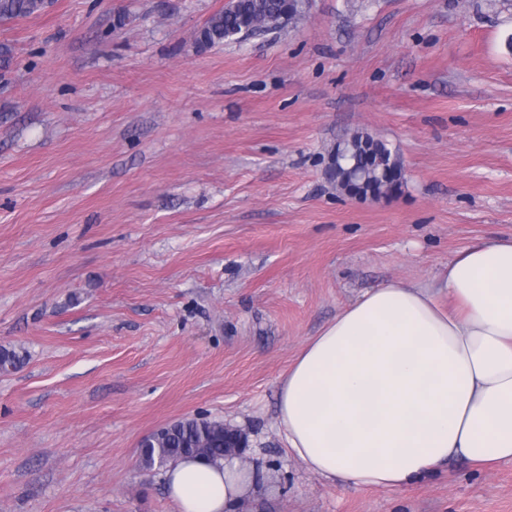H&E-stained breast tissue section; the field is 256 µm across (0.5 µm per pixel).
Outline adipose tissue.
<instances>
[{"label":"adipose tissue","instance_id":"obj_1","mask_svg":"<svg viewBox=\"0 0 512 512\" xmlns=\"http://www.w3.org/2000/svg\"><path fill=\"white\" fill-rule=\"evenodd\" d=\"M320 478L404 490L460 458L512 460V238L459 251L426 283L367 289L301 349L276 416ZM178 512H257L254 469L167 468Z\"/></svg>","mask_w":512,"mask_h":512}]
</instances>
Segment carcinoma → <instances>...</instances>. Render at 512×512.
<instances>
[{"instance_id": "1", "label": "carcinoma", "mask_w": 512, "mask_h": 512, "mask_svg": "<svg viewBox=\"0 0 512 512\" xmlns=\"http://www.w3.org/2000/svg\"><path fill=\"white\" fill-rule=\"evenodd\" d=\"M300 0H230L224 9L212 14L196 33L202 47L240 42L263 35L289 20L301 16ZM49 0H0V19H24L43 13ZM332 153L343 155V171L358 170L366 187L389 195L402 187V175L391 181L382 179L383 164L393 160L387 145L370 136L353 135L336 143ZM24 355L6 347L0 348V367L19 369ZM183 456H198L211 462L224 461V424L199 418H184L172 424L165 434L153 439L151 446L139 455L140 465L154 468L158 459L174 461Z\"/></svg>"}]
</instances>
